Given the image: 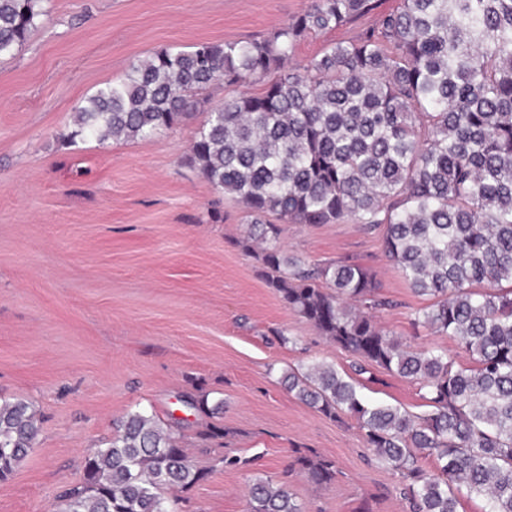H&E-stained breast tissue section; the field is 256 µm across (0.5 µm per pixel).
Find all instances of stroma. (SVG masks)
Returning <instances> with one entry per match:
<instances>
[{"mask_svg":"<svg viewBox=\"0 0 512 512\" xmlns=\"http://www.w3.org/2000/svg\"><path fill=\"white\" fill-rule=\"evenodd\" d=\"M308 4L49 0L27 42L0 59V400L33 403L42 422L34 451L0 482V512H55L85 451L139 409L171 425L192 463L210 471L179 492L181 512H246L257 475L286 483L308 512H404L399 475L375 461L355 418L329 419L281 384L315 361L350 373L355 358L258 274L239 245L246 210L187 160L195 124L150 140H65L75 107L131 62L161 47L260 39ZM215 210L223 221H211ZM280 244L308 264L371 269L394 302L377 312L380 327L472 366L453 338L413 329L429 299L388 261L382 230L287 224ZM357 381L367 401L427 410L409 379L375 368ZM200 387L224 404L223 442L199 437L207 419L187 400ZM310 450L335 460L334 484L289 472ZM225 456L240 466H224Z\"/></svg>","mask_w":512,"mask_h":512,"instance_id":"stroma-1","label":"stroma"}]
</instances>
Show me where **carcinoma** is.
Segmentation results:
<instances>
[{"instance_id":"carcinoma-1","label":"carcinoma","mask_w":512,"mask_h":512,"mask_svg":"<svg viewBox=\"0 0 512 512\" xmlns=\"http://www.w3.org/2000/svg\"><path fill=\"white\" fill-rule=\"evenodd\" d=\"M42 2L0 0V57L38 28ZM375 9V0H310L262 40L157 49L77 106L69 137L151 139L206 108L188 161L260 227L266 246L255 260L267 286L356 354V374L378 367L415 380L430 410L371 404L325 363L289 370L288 392L329 419L355 418L366 447L400 474L410 512H457L464 492L484 497L486 512H512V0H400L357 36L289 65L300 41ZM257 81L259 93L198 98L214 84ZM344 219L384 227L387 258L431 300L413 328L453 337L473 367L391 339L374 312L394 302L368 268L306 265L279 245L283 224ZM191 406L209 418L224 410L203 392ZM40 432L33 404L0 402L1 482ZM426 456L435 471L419 465ZM293 467L319 487L336 481L327 457L301 454ZM208 474L154 416L129 412L105 446L87 450L60 512H179L173 492ZM247 512L305 507L285 484L257 477Z\"/></svg>"}]
</instances>
